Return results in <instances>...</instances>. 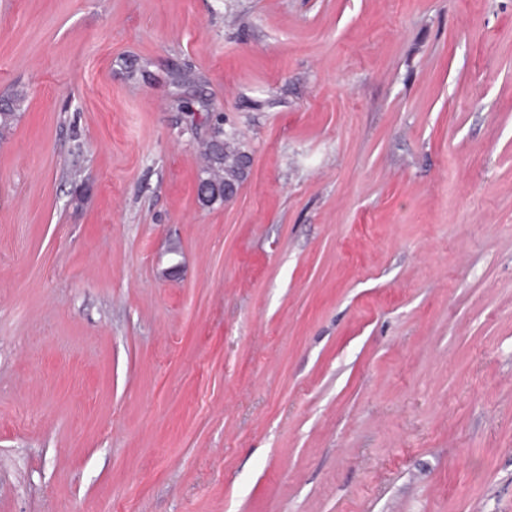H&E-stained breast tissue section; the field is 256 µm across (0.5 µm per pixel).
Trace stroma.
Masks as SVG:
<instances>
[{
    "label": "stroma",
    "mask_w": 512,
    "mask_h": 512,
    "mask_svg": "<svg viewBox=\"0 0 512 512\" xmlns=\"http://www.w3.org/2000/svg\"><path fill=\"white\" fill-rule=\"evenodd\" d=\"M16 88L0 512H512V0H0ZM223 153L219 160H213L210 155V142H200V151L204 164L201 174L207 173L216 182H224L225 179L241 184L246 178L247 171L242 165L243 159L249 158L236 142L235 134L224 135ZM238 191V188L233 189L227 185H216L204 178L197 181L196 193L198 199L202 202L215 198H221L224 202H229L236 198Z\"/></svg>",
    "instance_id": "1"
}]
</instances>
